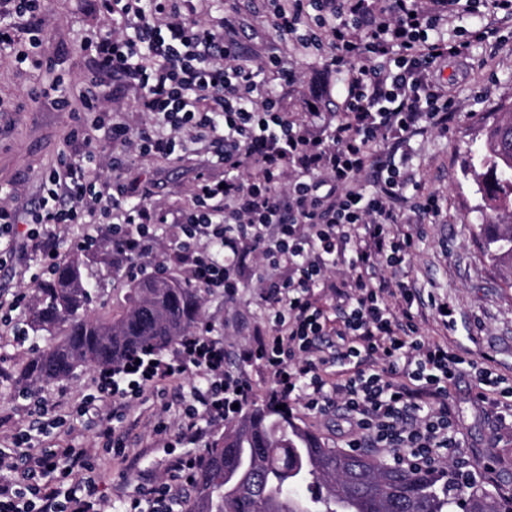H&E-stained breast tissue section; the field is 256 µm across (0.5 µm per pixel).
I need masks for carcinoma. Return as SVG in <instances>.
<instances>
[{"instance_id": "cac0c4a2", "label": "carcinoma", "mask_w": 512, "mask_h": 512, "mask_svg": "<svg viewBox=\"0 0 512 512\" xmlns=\"http://www.w3.org/2000/svg\"><path fill=\"white\" fill-rule=\"evenodd\" d=\"M482 136L469 170L487 215L474 230L484 257L512 288V178L505 177L512 172V107ZM89 269L75 257L35 288L30 328L58 340L29 359L23 381L48 383L81 367L158 354L198 328L205 289L188 279L173 271L144 274L122 311L104 319L92 307ZM187 512H512V497L475 480L459 483L445 467L398 469L327 448L269 400L206 446Z\"/></svg>"}]
</instances>
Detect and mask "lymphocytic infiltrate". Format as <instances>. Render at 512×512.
<instances>
[{
  "label": "lymphocytic infiltrate",
  "instance_id": "lymphocytic-infiltrate-1",
  "mask_svg": "<svg viewBox=\"0 0 512 512\" xmlns=\"http://www.w3.org/2000/svg\"><path fill=\"white\" fill-rule=\"evenodd\" d=\"M8 2L9 10H0V54L35 61L38 39L18 48L14 30L23 18L40 31L42 0ZM100 2L112 31L81 44L92 63L80 96L91 128L142 156L173 154L186 139L224 167L223 182L199 176L193 205L174 226L191 282L232 300L244 286L238 269L246 257L285 272L268 285L271 327L258 331L242 361L268 367L276 383L272 399L298 400L310 413L347 423L350 450L394 449V465L406 469L455 455L461 443L448 395L467 359L420 340L413 289L380 273L402 264L413 245L412 233L400 226L404 212L430 222L443 206L434 194L407 195L417 180L406 162L374 157L384 142L404 148L427 129L447 128L456 104L437 86L434 66L466 56L470 44L437 31L459 4L472 9L477 0H224L225 12H250L284 39L314 17L315 30L298 35V44L342 79L329 122L318 112L301 121L281 112L269 78L292 80L287 55L242 61L237 37L192 18L187 0ZM106 75L139 89L150 125L134 133L111 117ZM374 164L380 173L372 189L359 188ZM88 214L102 221L120 215L112 226L118 259L153 255L161 216L124 191L105 194L95 170L75 161L46 175L23 236L53 257L51 225L78 224ZM342 262L351 275L334 277ZM328 299L336 318L327 314ZM331 364L341 365L339 376L328 373ZM190 374L201 384L183 409L179 439L194 438L200 417H233L251 398L246 381L225 370L223 343L194 333L168 359L146 356L100 369L96 393L82 398L77 411L93 416L98 439L121 455L126 445L113 414L145 390ZM106 402L111 413H100ZM47 412L36 405L28 429L0 445V512H104L87 449L33 446V432L47 428Z\"/></svg>",
  "mask_w": 512,
  "mask_h": 512
}]
</instances>
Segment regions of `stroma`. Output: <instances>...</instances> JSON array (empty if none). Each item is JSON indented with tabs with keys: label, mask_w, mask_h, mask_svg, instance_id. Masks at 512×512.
I'll return each mask as SVG.
<instances>
[{
	"label": "stroma",
	"mask_w": 512,
	"mask_h": 512,
	"mask_svg": "<svg viewBox=\"0 0 512 512\" xmlns=\"http://www.w3.org/2000/svg\"><path fill=\"white\" fill-rule=\"evenodd\" d=\"M44 15L38 52L45 67L0 55V187L23 189L18 208L38 201L46 174L61 159H80L88 149L102 163L103 181L150 192L157 210L171 220L191 204L199 173L223 180L222 166H203L202 153L189 149L168 157H137L125 143L99 137L85 144V115L78 107L90 60L81 51L80 41L90 34L110 32L112 20L101 11L99 0H45ZM478 27L477 13L465 10L449 23L448 38L472 39L467 62L451 58L436 69L439 83L447 86L458 109L447 131H426L413 137L409 147V166L423 192L440 196L445 216L423 225L405 262L384 269L383 274L410 282L421 298L435 299V306L423 308L422 339L448 343L463 350L474 364L490 366L512 378V289L503 287L482 256L473 234L474 225L482 221L480 196L472 177L463 174L469 151L480 144L484 122L512 103V16L502 17L497 34L485 40L473 39ZM288 60L297 78L279 92L283 111L293 116L332 111L339 101L335 80L319 60L293 50ZM53 85L68 96L71 111L59 110L49 97L31 98L32 90ZM104 230L98 223L56 226L55 257L48 259L28 248L17 251L12 263L0 269V293L31 299L53 263L80 255L82 241ZM441 302L452 311L450 324L440 320L436 306ZM266 309L262 290L254 285L241 289L232 304L225 303L220 294H205L203 300L204 322L223 337L229 370L247 379L258 403L269 399L273 377L263 366L239 363L236 352L253 342L256 327L265 322ZM21 326L18 319L0 322V436L27 427L30 413L20 397L24 386L19 375L30 354L51 343L50 337L21 333ZM97 376L96 367H83L71 378L37 386L39 396L66 421L49 434L35 435V442L80 445L99 454L93 421L70 412L82 395L93 392ZM198 384L197 376H187L179 387L145 392L127 410L122 423L127 455L113 457L105 477L98 481L112 512H127L140 486L168 480L170 462L178 454L174 442L180 414ZM474 395V379L467 374L450 391L449 402L464 436L459 460L468 473L482 477L486 486L512 493V421L492 407L476 405Z\"/></svg>",
	"instance_id": "stroma-1"
}]
</instances>
